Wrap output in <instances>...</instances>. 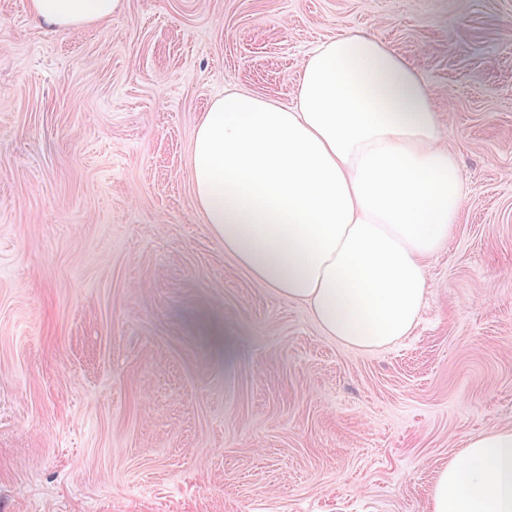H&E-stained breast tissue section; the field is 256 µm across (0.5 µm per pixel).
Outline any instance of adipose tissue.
<instances>
[{
  "label": "adipose tissue",
  "instance_id": "obj_1",
  "mask_svg": "<svg viewBox=\"0 0 512 512\" xmlns=\"http://www.w3.org/2000/svg\"><path fill=\"white\" fill-rule=\"evenodd\" d=\"M122 0H28L39 22L78 30ZM433 89L375 37L348 32L302 65L292 105L225 89L192 142L196 207L259 287L304 305L361 351L416 326L425 260L447 242L464 178L441 145ZM430 512H512V431L467 439L442 468Z\"/></svg>",
  "mask_w": 512,
  "mask_h": 512
}]
</instances>
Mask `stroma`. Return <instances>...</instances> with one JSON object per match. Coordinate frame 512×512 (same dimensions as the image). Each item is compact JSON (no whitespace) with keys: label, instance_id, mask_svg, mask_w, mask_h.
<instances>
[{"label":"stroma","instance_id":"1","mask_svg":"<svg viewBox=\"0 0 512 512\" xmlns=\"http://www.w3.org/2000/svg\"><path fill=\"white\" fill-rule=\"evenodd\" d=\"M370 34L433 87L465 203L410 336H324L194 200L225 89L292 103ZM512 430V0H124L75 31L0 0V512H430Z\"/></svg>","mask_w":512,"mask_h":512}]
</instances>
